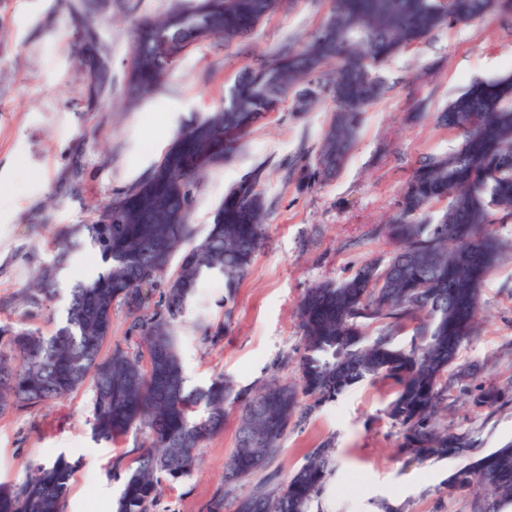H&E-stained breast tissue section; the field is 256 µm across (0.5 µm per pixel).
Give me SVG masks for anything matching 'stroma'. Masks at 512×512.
<instances>
[{
    "mask_svg": "<svg viewBox=\"0 0 512 512\" xmlns=\"http://www.w3.org/2000/svg\"><path fill=\"white\" fill-rule=\"evenodd\" d=\"M168 5L101 0L98 28L112 56V90L91 105L74 55L77 24L62 0H0V325L51 334L72 286L100 268L95 250L74 253L56 296L29 306L23 290L33 270L53 256L51 227L85 223L95 207L144 179L185 122L214 111L243 67L286 40L309 36L330 0H285L231 47H191L158 90L129 103L133 28ZM511 70L512 18L491 15L440 29L381 67L389 90L363 112L356 144L332 179L300 187L282 167L300 148L318 149L331 116L326 98L305 113L284 100L232 162L208 172L194 198L191 221L198 234L206 233L225 192L257 166L265 168L261 189L273 205L264 244L234 299L225 300L223 278L203 279L181 319L179 350L190 385L221 375L251 394L274 378L297 381L304 352L297 307L305 292L388 258L393 246L378 229L398 212L417 162L451 151L460 139L437 126L433 114L471 82ZM417 112L425 120L413 121ZM477 322L479 334L462 346L457 363L480 371L451 388L443 418L450 432L464 437L467 457L418 461L398 453L401 435L387 414L395 385L365 381L290 426L267 467L228 490L224 469L237 427L236 413H229L223 432L206 442L197 469L165 488L164 512H208L219 493L224 512H233L237 498L268 479L286 482L328 439L336 446V469L312 512H477L482 490L452 492L447 484L467 459L512 443V256L488 274ZM209 329L219 338L206 337ZM490 387L501 394L497 406H476ZM92 397L88 381L57 402L0 415V482H22L32 464L64 454L76 464L66 512H111L121 489L112 463L136 457L142 437L95 440Z\"/></svg>",
    "mask_w": 512,
    "mask_h": 512,
    "instance_id": "35a3bbf8",
    "label": "stroma"
}]
</instances>
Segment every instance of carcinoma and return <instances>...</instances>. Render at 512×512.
Instances as JSON below:
<instances>
[{
    "instance_id": "1",
    "label": "carcinoma",
    "mask_w": 512,
    "mask_h": 512,
    "mask_svg": "<svg viewBox=\"0 0 512 512\" xmlns=\"http://www.w3.org/2000/svg\"><path fill=\"white\" fill-rule=\"evenodd\" d=\"M279 0H172L168 12L141 20L127 62L126 95L136 103L174 68L175 54L210 41L230 46L251 33ZM512 14V0H331L318 28L297 44L285 41L274 55L244 70L224 95V105L184 126L142 181L95 210L88 224L52 235L55 255L41 264L26 288L27 304L51 299L67 257L85 245L97 250L102 270L70 291L55 331L0 326L9 353L0 352V415L58 401L94 380L92 433L115 441L142 435L139 455L112 463L122 487L114 512H157L164 486L189 477L205 442L224 431L228 407L238 405L236 444L224 470L232 487L263 469L281 448L292 423L365 380L390 379L397 387L389 417L400 429L398 452L417 460L456 455L461 438L439 422L448 390L473 375L449 372L457 354L477 335L482 284L507 246L489 226L512 217V72L466 87L438 113L436 122L461 135L446 154L424 157L406 182L400 212L381 227L395 246L389 259L362 265L340 282L326 281L300 300L304 354L299 383L268 382L240 397L220 375L190 388L178 352L177 322L207 276L224 278L231 300L259 252L268 203L257 168L233 185L215 210L208 233L191 224L194 191L212 168L224 166L243 139L293 95L307 112L323 96L332 102L317 151L301 149L288 178L299 184L330 179L351 151L361 115L389 86L377 69L443 26ZM75 54L89 98L112 88L108 50L97 21L80 26ZM323 81L313 76L327 65ZM434 203L444 204L426 217ZM179 267L168 274L176 254ZM163 288L153 301L157 288ZM125 310L136 341L101 356L112 335V312ZM413 325L409 345L396 337ZM335 444L321 443L283 484L261 483L235 512H311L335 469ZM74 464L58 456L35 463L17 486L0 485V512H64ZM478 484L487 494L478 512L512 506V444L458 470L448 491Z\"/></svg>"
}]
</instances>
